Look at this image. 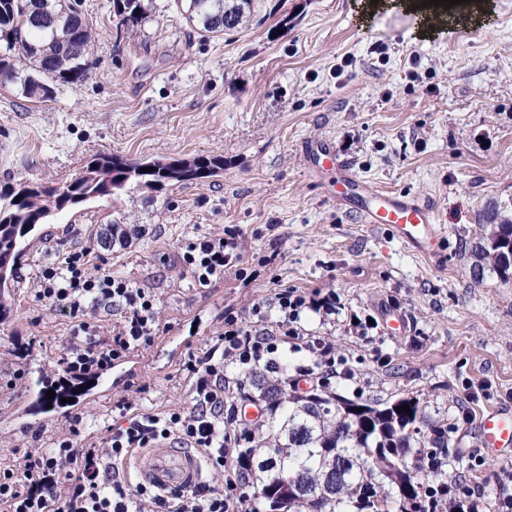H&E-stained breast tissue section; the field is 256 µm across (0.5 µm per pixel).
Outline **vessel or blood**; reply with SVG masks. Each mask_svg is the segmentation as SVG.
Returning a JSON list of instances; mask_svg holds the SVG:
<instances>
[{"mask_svg": "<svg viewBox=\"0 0 512 512\" xmlns=\"http://www.w3.org/2000/svg\"><path fill=\"white\" fill-rule=\"evenodd\" d=\"M303 158L309 171H334V197L338 206L361 223L385 228L419 255L436 258L444 227L430 204L414 196L382 192L366 184L337 154L330 140L305 144ZM478 433L482 446L488 451L512 450V409H489L479 418ZM134 465L141 483L161 490L191 488L203 479V463L198 452L174 441L138 451Z\"/></svg>", "mask_w": 512, "mask_h": 512, "instance_id": "1", "label": "vessel or blood"}]
</instances>
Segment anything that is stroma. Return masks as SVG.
Wrapping results in <instances>:
<instances>
[{"mask_svg": "<svg viewBox=\"0 0 512 512\" xmlns=\"http://www.w3.org/2000/svg\"><path fill=\"white\" fill-rule=\"evenodd\" d=\"M167 2L155 0V13L131 32L113 25L110 0H83L95 37L88 78L45 103L0 90V182L59 184L96 153L224 157L214 177L114 205L91 201L30 237L4 299L0 337L13 346L0 348V379L20 369L47 386L63 383L56 358L70 324L36 302L35 275L59 254L103 243L113 222L142 232L108 246L102 266L152 289L160 331L134 351L141 371L114 383L110 402L90 400L85 383L70 403L0 388V470L32 444L4 421L18 399L31 419L53 416L40 432L45 448L76 411L98 441L113 402L158 415L189 408L184 356L206 351L226 312L252 325L253 306L272 304L285 287L339 294L335 322L303 319L310 338L330 342L353 373L333 379L338 393L422 394L452 418L512 406V282L469 275L481 206L512 200V0H491L487 25L460 15L426 33L409 11L362 18L361 0H256V24L210 39ZM322 138L371 185L435 207L446 227L441 260L336 205L329 174L311 173L301 157L304 142ZM233 224L242 270L197 286L182 244ZM388 312L405 319L403 330L368 340L349 326L351 314ZM447 473L480 486L483 512H494L512 460L485 452L472 422L453 436Z\"/></svg>", "mask_w": 512, "mask_h": 512, "instance_id": "stroma-1", "label": "stroma"}]
</instances>
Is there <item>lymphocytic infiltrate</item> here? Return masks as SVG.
<instances>
[{
    "mask_svg": "<svg viewBox=\"0 0 512 512\" xmlns=\"http://www.w3.org/2000/svg\"><path fill=\"white\" fill-rule=\"evenodd\" d=\"M238 230L225 237L203 236L182 247V261L201 287L223 279L227 269L240 266ZM91 248L85 247L43 266L36 297L70 322L69 338L58 364L73 380H82L112 367L130 352L151 343L159 331L154 294L132 280L108 272L91 273ZM335 290L280 289L274 297L276 317L264 305L252 308L253 326L226 314L224 328L203 354L188 353L182 370L192 383V407L163 416L130 411L120 405L121 424L110 426L104 447L85 445L86 423L74 413L67 433L52 447L26 449L17 469L0 472V506L5 512H244L247 498L238 487V470L228 468L233 451L242 447L244 432L229 430L237 406L224 399V367L242 370L272 364L280 345L303 340L306 313L330 321L338 311ZM119 313L121 321L103 330L99 310ZM174 439L200 449L214 472L225 478L224 488L208 485L161 496L152 487L130 485L117 463L136 449Z\"/></svg>",
    "mask_w": 512,
    "mask_h": 512,
    "instance_id": "1",
    "label": "lymphocytic infiltrate"
}]
</instances>
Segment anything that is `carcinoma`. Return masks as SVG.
I'll return each instance as SVG.
<instances>
[{"mask_svg": "<svg viewBox=\"0 0 512 512\" xmlns=\"http://www.w3.org/2000/svg\"><path fill=\"white\" fill-rule=\"evenodd\" d=\"M254 0H172L204 38H219L252 18ZM154 0H111L117 24L144 25ZM94 37L76 0H0V77L26 99L52 100L59 87L86 80ZM144 167L151 171L143 173ZM224 171V156L190 160L154 158L130 162L95 154L60 185L31 179L0 184V298L13 286L15 266L28 238L50 217L89 201H119L139 191L161 193L176 184ZM20 202H15V198ZM473 280L486 273L512 280V204L490 201L478 214ZM288 375L277 367L253 369L242 385L265 404L268 416L251 429L238 464L252 488L254 512H442L425 493L418 460L441 457L449 447L448 415L430 410L418 396L391 400L348 398L327 387L305 393L284 389ZM409 406L411 413L400 410ZM334 490L311 499L288 491V481Z\"/></svg>", "mask_w": 512, "mask_h": 512, "instance_id": "obj_1", "label": "carcinoma"}]
</instances>
